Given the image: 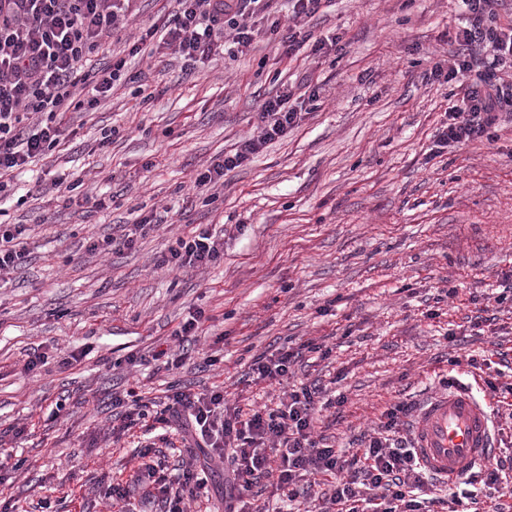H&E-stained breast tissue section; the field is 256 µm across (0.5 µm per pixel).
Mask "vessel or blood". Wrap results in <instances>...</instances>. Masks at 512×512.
<instances>
[{"mask_svg": "<svg viewBox=\"0 0 512 512\" xmlns=\"http://www.w3.org/2000/svg\"><path fill=\"white\" fill-rule=\"evenodd\" d=\"M412 439L420 465L449 486L466 480L495 451L492 415L469 387L427 399L413 424Z\"/></svg>", "mask_w": 512, "mask_h": 512, "instance_id": "1", "label": "vessel or blood"}]
</instances>
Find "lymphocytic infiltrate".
Returning a JSON list of instances; mask_svg holds the SVG:
<instances>
[{
  "label": "lymphocytic infiltrate",
  "mask_w": 512,
  "mask_h": 512,
  "mask_svg": "<svg viewBox=\"0 0 512 512\" xmlns=\"http://www.w3.org/2000/svg\"><path fill=\"white\" fill-rule=\"evenodd\" d=\"M136 0H0V193L4 175L50 154L67 138L69 116L87 113L112 94L124 60L88 75L83 71L91 54L107 49L105 39L126 30L135 16ZM171 16L152 24L144 38L129 49L138 55L147 40L158 37L159 47L178 54L187 64L223 55L226 41L247 54L257 38H276L283 57L294 58L303 47L302 34L323 0H291L286 19L270 25L247 24L252 0H174ZM468 12L456 33L458 49L448 68H433L430 80L455 83L457 98L448 120L438 130L436 150L482 140L487 129L512 122V81L499 69L512 61V25L494 27L488 20L497 0H462ZM316 101V93L287 87L260 106L256 133L241 139L224 159L197 173L193 184L216 186L227 172L242 167L267 145L300 126L304 114L296 100ZM23 224L0 225V278L10 275L28 255ZM224 256V238L204 225L177 237L157 263L179 270H200ZM209 320L203 309L190 312L174 333L180 353L153 351L158 370L172 371L192 356L191 344ZM310 352L327 357L322 345L307 342L278 348L276 354L254 357L250 370L260 380L287 377L291 366ZM323 389L304 384L286 393L268 412L227 405L220 385L192 391L172 387L164 400L144 399L129 390L112 396L113 440H121L145 420L181 432L186 457L177 478H169L152 445L136 457L130 482L114 483L108 496L116 512H136L132 490L143 500L160 504L161 512H186L185 502L207 493L205 471L196 466L206 454L211 466H228L229 490L224 512H263L248 508L254 488L271 485L274 495L292 503L322 487L327 504L338 512H458L464 503H477L480 489L486 512H512V504L493 493L500 483L502 460L480 466L466 483L468 489L442 498L434 496L420 466L407 420L411 405L387 409L375 436L363 439L355 452L319 445L312 437Z\"/></svg>",
  "instance_id": "lymphocytic-infiltrate-1"
}]
</instances>
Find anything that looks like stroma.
Wrapping results in <instances>:
<instances>
[{"label":"stroma","instance_id":"1","mask_svg":"<svg viewBox=\"0 0 512 512\" xmlns=\"http://www.w3.org/2000/svg\"><path fill=\"white\" fill-rule=\"evenodd\" d=\"M464 22L458 0H327L309 26L339 38L327 55L287 60L262 40L192 66L165 49L132 57L129 81L74 115L75 136L11 173L0 223L30 236L25 264L0 284V430L27 431L0 446V500L16 512H109V485L129 480L144 444L138 427L119 445L102 440L116 392L220 383L228 403L270 410L315 382L332 402L317 436L351 451L391 405L442 392V377L483 396L489 380L512 383V301L498 298L512 275V123L430 152L454 99L426 77L451 62ZM309 80L319 97L301 125L228 172L213 202L197 199V171L254 132L262 99ZM148 215L160 226L134 248L86 252L88 237ZM198 224L233 225L223 260L157 266ZM198 308L214 321L196 348L223 336L220 363L157 371L151 352L176 351L175 330ZM307 341L329 356L249 381L253 356ZM33 351L44 362L22 373ZM74 351L82 361L61 369ZM470 353L480 369L453 365Z\"/></svg>","mask_w":512,"mask_h":512}]
</instances>
